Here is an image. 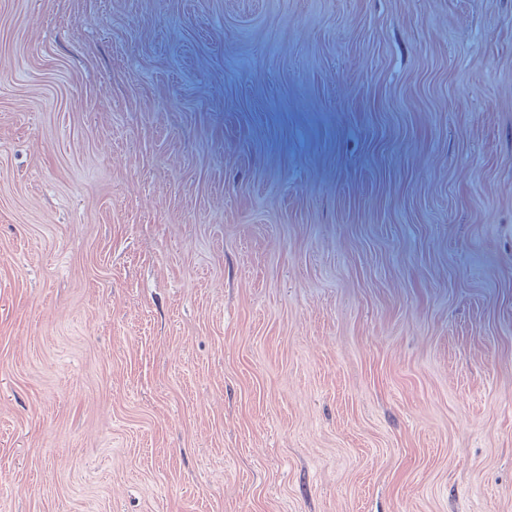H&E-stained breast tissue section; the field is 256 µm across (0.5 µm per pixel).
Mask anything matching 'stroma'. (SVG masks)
<instances>
[{"mask_svg":"<svg viewBox=\"0 0 512 512\" xmlns=\"http://www.w3.org/2000/svg\"><path fill=\"white\" fill-rule=\"evenodd\" d=\"M0 512H512V0H0Z\"/></svg>","mask_w":512,"mask_h":512,"instance_id":"35a3bbf8","label":"stroma"}]
</instances>
